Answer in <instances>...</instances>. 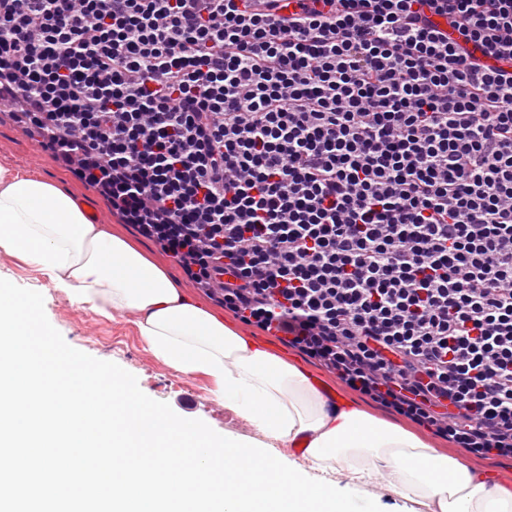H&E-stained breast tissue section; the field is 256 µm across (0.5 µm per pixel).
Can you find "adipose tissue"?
Listing matches in <instances>:
<instances>
[{"instance_id":"adipose-tissue-1","label":"adipose tissue","mask_w":512,"mask_h":512,"mask_svg":"<svg viewBox=\"0 0 512 512\" xmlns=\"http://www.w3.org/2000/svg\"><path fill=\"white\" fill-rule=\"evenodd\" d=\"M0 251L71 303L109 317L133 312L142 339L177 371L211 378L216 399L274 447L303 446L307 472L348 469L362 488L388 468L423 512H512V492L487 486L461 459L356 410L329 403L294 364L251 344L190 301L167 271L93 224L75 197L37 173L0 164Z\"/></svg>"}]
</instances>
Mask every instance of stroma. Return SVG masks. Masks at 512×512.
Wrapping results in <instances>:
<instances>
[{"mask_svg": "<svg viewBox=\"0 0 512 512\" xmlns=\"http://www.w3.org/2000/svg\"><path fill=\"white\" fill-rule=\"evenodd\" d=\"M39 173L59 179L64 190L83 203L93 223L101 225L114 235L128 240L154 262L166 269L181 285L186 297L222 315L225 323L236 329L258 347L281 355L304 369L309 377L319 379L326 389H341L350 406L378 413L402 427H409L408 419L378 410L366 396L351 389L341 388L335 374L320 363L288 346L280 337L264 332L256 326L243 323L232 312L226 311L216 292L197 287L183 273L180 266L156 242L139 234L130 224L121 223L113 216L108 201L93 188L78 180L68 165L45 151L37 134L19 123L9 110L0 111V164ZM46 316L71 347L96 359L111 361L132 373L141 391L148 397L168 403L175 413L188 419L204 421L217 433L232 431L242 437H254L253 428L244 419L226 412L211 394L208 378L177 373L156 359L142 341L135 326L136 314L127 312L111 318L72 305L65 295L47 292L44 302ZM419 436L439 452L462 457L475 471L494 478L496 483L512 490L511 457H479L454 448L446 440L419 429Z\"/></svg>", "mask_w": 512, "mask_h": 512, "instance_id": "stroma-1", "label": "stroma"}]
</instances>
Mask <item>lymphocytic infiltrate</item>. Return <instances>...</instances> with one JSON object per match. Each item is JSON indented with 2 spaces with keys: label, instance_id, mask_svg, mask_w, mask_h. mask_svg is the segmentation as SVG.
I'll return each mask as SVG.
<instances>
[{
  "label": "lymphocytic infiltrate",
  "instance_id": "f902f5d3",
  "mask_svg": "<svg viewBox=\"0 0 512 512\" xmlns=\"http://www.w3.org/2000/svg\"><path fill=\"white\" fill-rule=\"evenodd\" d=\"M246 324L512 455V0H0V90Z\"/></svg>",
  "mask_w": 512,
  "mask_h": 512
}]
</instances>
